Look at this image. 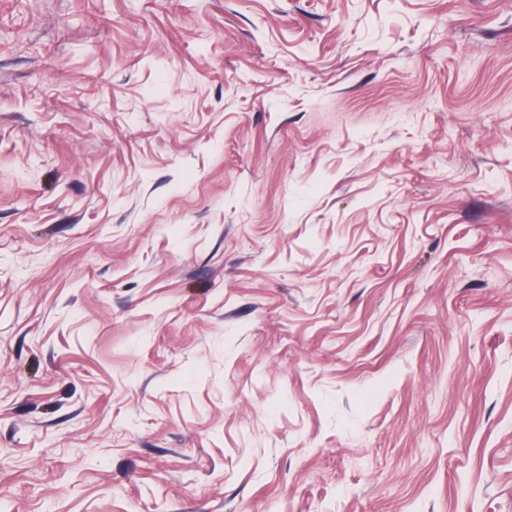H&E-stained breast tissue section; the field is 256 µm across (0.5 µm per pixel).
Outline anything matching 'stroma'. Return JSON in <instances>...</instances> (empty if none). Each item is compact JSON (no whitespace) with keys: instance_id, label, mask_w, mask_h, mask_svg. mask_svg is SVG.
<instances>
[{"instance_id":"stroma-1","label":"stroma","mask_w":512,"mask_h":512,"mask_svg":"<svg viewBox=\"0 0 512 512\" xmlns=\"http://www.w3.org/2000/svg\"><path fill=\"white\" fill-rule=\"evenodd\" d=\"M0 512H512V0H0Z\"/></svg>"}]
</instances>
